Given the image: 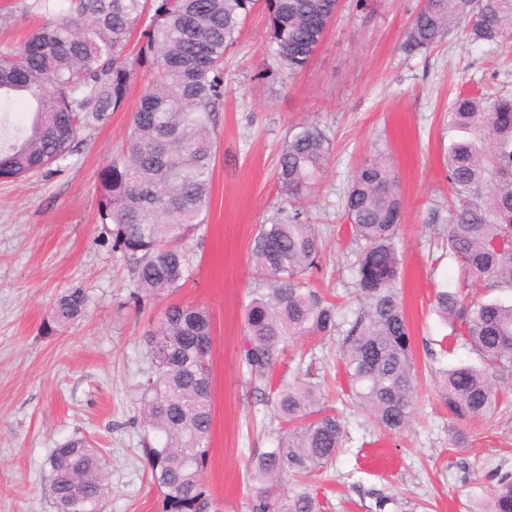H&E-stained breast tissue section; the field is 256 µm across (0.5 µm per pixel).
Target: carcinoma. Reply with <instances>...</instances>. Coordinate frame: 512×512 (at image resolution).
<instances>
[{
	"label": "carcinoma",
	"instance_id": "cac0c4a2",
	"mask_svg": "<svg viewBox=\"0 0 512 512\" xmlns=\"http://www.w3.org/2000/svg\"><path fill=\"white\" fill-rule=\"evenodd\" d=\"M268 12L270 39L282 68H306L336 17L339 0H11L0 28L16 13L43 23L17 43L0 44V112L17 98L32 113L22 134L0 132V181L28 178L73 156L85 131L125 104L133 78L126 48L139 32L138 57L152 81L131 114L120 150L98 176V220L112 225V250L122 253L136 308L181 288L191 273L187 241L204 223L212 200L215 130L224 107V52L259 3ZM466 22L475 44H512V0H424L402 49L408 54L445 40ZM448 125L459 132L445 168L458 206L449 210L448 255L461 266L463 285L440 290V317L460 331L482 361L443 373L440 390L451 418H487L512 387V303L483 301L481 285L512 292V97L458 96ZM332 140L315 121L288 132L277 182L286 207L253 239L252 257L267 284L245 309L243 363L268 377L288 342L339 335L351 392L381 429L409 424L416 371L409 326L397 282V239L403 214L398 177L386 157H368L354 171L344 215L355 259L359 311L341 330L336 303L310 285L326 243L300 199L325 172ZM86 297L60 294L53 322L80 318ZM212 345L208 311L171 305L147 337L151 367L141 382L140 428L147 476L162 496L161 512H224L201 483L212 427ZM282 427L272 447L252 456L250 512H319L311 480L327 472L343 448L342 420L328 412L325 389L309 378L276 391ZM53 506L106 512L110 487L102 450L72 437L48 458ZM478 512H512V472H497Z\"/></svg>",
	"mask_w": 512,
	"mask_h": 512
}]
</instances>
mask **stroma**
Listing matches in <instances>:
<instances>
[{"label": "stroma", "instance_id": "35a3bbf8", "mask_svg": "<svg viewBox=\"0 0 512 512\" xmlns=\"http://www.w3.org/2000/svg\"><path fill=\"white\" fill-rule=\"evenodd\" d=\"M423 0H342L311 64L280 71L263 12L251 14L224 54V110L207 222L188 242L191 276L171 295L136 309L126 304L127 263L97 221L98 174L124 140L150 72L135 69L123 110L89 129L59 172L0 181V512H54L47 460L72 436L103 450L112 493L107 512H160L162 496L142 460L144 339L167 307L199 305L213 324L212 429L201 482L224 512H248L252 454L280 427L272 388L298 375L299 350L313 349V380L323 382L348 435L316 483L321 512H472L490 475L512 471V405L467 424L465 447L450 443L452 419L439 369L479 358L433 310L437 289L456 286L460 267L445 248L454 192L444 156L448 112L459 91L512 96V50L478 45L465 31L409 55L401 44ZM317 121L333 142L325 176L305 207L328 245L313 287L347 323L353 245L343 215L347 186L365 157L386 154L399 177L404 213L397 247L399 287L413 343L416 389L409 426L392 435L353 404L337 338L290 342L269 383L242 363L244 309L265 283L250 256L259 225L284 206L276 186L289 129ZM81 290L84 316L47 335L54 300Z\"/></svg>", "mask_w": 512, "mask_h": 512}]
</instances>
